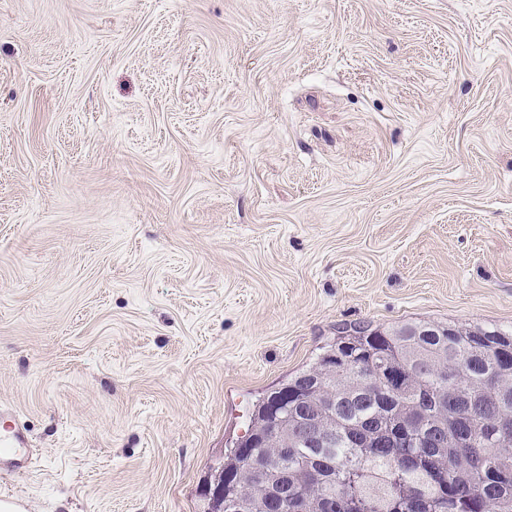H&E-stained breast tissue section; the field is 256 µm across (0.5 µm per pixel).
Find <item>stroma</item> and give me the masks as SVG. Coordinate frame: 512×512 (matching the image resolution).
Wrapping results in <instances>:
<instances>
[{
    "instance_id": "1",
    "label": "stroma",
    "mask_w": 512,
    "mask_h": 512,
    "mask_svg": "<svg viewBox=\"0 0 512 512\" xmlns=\"http://www.w3.org/2000/svg\"><path fill=\"white\" fill-rule=\"evenodd\" d=\"M512 329V0H0V468L205 512L341 332ZM0 459L1 467L6 466L10 471H22L27 469L32 461L30 448H27V440L23 434L13 432L0 435Z\"/></svg>"
}]
</instances>
